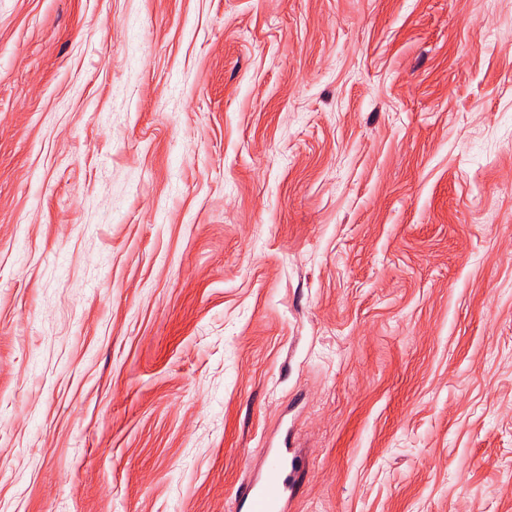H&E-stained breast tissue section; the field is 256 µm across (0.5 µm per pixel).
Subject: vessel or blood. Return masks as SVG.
I'll return each instance as SVG.
<instances>
[{
	"instance_id": "b4317fda",
	"label": "vessel or blood",
	"mask_w": 512,
	"mask_h": 512,
	"mask_svg": "<svg viewBox=\"0 0 512 512\" xmlns=\"http://www.w3.org/2000/svg\"><path fill=\"white\" fill-rule=\"evenodd\" d=\"M264 460L258 475L240 490L238 512H288L306 463L285 448L265 449Z\"/></svg>"
}]
</instances>
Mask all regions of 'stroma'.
I'll return each mask as SVG.
<instances>
[{"instance_id":"1","label":"stroma","mask_w":512,"mask_h":512,"mask_svg":"<svg viewBox=\"0 0 512 512\" xmlns=\"http://www.w3.org/2000/svg\"><path fill=\"white\" fill-rule=\"evenodd\" d=\"M512 512V0H0V512ZM264 467L236 498L239 512H288L305 470L304 459L288 448L264 449Z\"/></svg>"}]
</instances>
